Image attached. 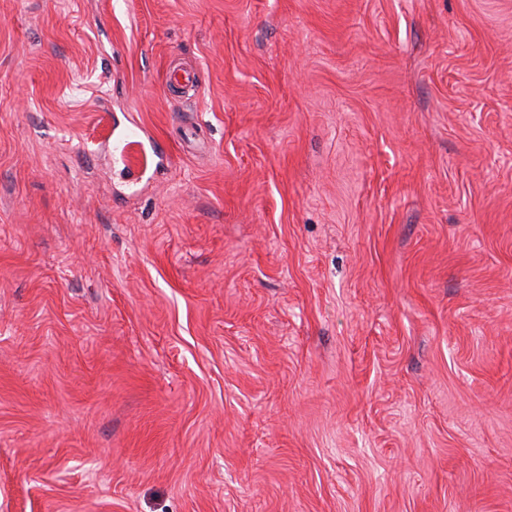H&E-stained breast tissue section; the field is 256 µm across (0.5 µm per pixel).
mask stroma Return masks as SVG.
Here are the masks:
<instances>
[{
    "label": "stroma",
    "mask_w": 512,
    "mask_h": 512,
    "mask_svg": "<svg viewBox=\"0 0 512 512\" xmlns=\"http://www.w3.org/2000/svg\"><path fill=\"white\" fill-rule=\"evenodd\" d=\"M0 512H512V0H0Z\"/></svg>",
    "instance_id": "1"
}]
</instances>
